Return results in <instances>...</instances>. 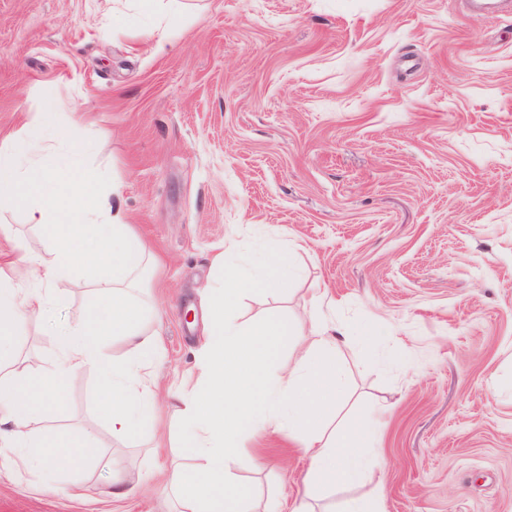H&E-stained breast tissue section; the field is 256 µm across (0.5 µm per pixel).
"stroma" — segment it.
<instances>
[{
    "label": "stroma",
    "instance_id": "1",
    "mask_svg": "<svg viewBox=\"0 0 512 512\" xmlns=\"http://www.w3.org/2000/svg\"><path fill=\"white\" fill-rule=\"evenodd\" d=\"M164 49H157L158 38ZM53 119L113 210L157 257L144 325L166 350L158 405L113 435L93 373L70 377L51 429L95 434L97 451L60 475L0 476V512H175L161 490L180 430L168 391L193 384L215 254L288 249L287 293L244 294V323L335 328L343 414L375 424L371 481L382 512H512V13L467 15L462 0H0V142H42ZM0 277L38 287L19 264L53 229L0 212ZM324 290L328 306L314 310ZM20 325L32 364L60 354L57 329L97 300L75 272ZM152 479L125 501L89 502L44 483L102 485L112 460ZM229 467L254 512L304 493L298 442L247 436Z\"/></svg>",
    "mask_w": 512,
    "mask_h": 512
}]
</instances>
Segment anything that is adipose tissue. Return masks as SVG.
Here are the masks:
<instances>
[{
  "label": "adipose tissue",
  "mask_w": 512,
  "mask_h": 512,
  "mask_svg": "<svg viewBox=\"0 0 512 512\" xmlns=\"http://www.w3.org/2000/svg\"><path fill=\"white\" fill-rule=\"evenodd\" d=\"M92 183L85 174L70 179L43 168L23 137L0 147V209L13 206L23 188L34 184L47 194L44 203L29 207V223L56 227L44 254L21 256L41 283L37 292L0 281V474L67 470L92 450L88 438L66 443L47 429L40 437L31 435L34 416L51 417L70 376L96 374L113 434L133 435L156 409L151 369L164 362L165 350L140 326L143 306L133 295L149 254L128 225L113 217L106 196L89 194ZM215 261L225 271L224 282L212 289L206 304L197 383L174 395L182 424L180 445L192 465L173 468L163 489L176 497L178 512H247L249 492L237 483L228 462L243 436L271 430L299 440L307 468L304 497L292 512H313V500L324 493L369 478L373 424L349 419L338 426L327 417L344 382L338 339L329 327L311 324L312 342L301 359L272 377L267 369L277 347L298 338L299 329L280 321L246 326L228 312L239 284L268 293L287 287L292 272L287 251L275 249L244 262L228 247ZM81 266L98 272L94 288L99 305L63 331L54 365L32 373L13 369L9 327L43 314L55 284ZM112 336L124 337L136 360L117 363L106 357L102 344Z\"/></svg>",
  "instance_id": "adipose-tissue-1"
}]
</instances>
